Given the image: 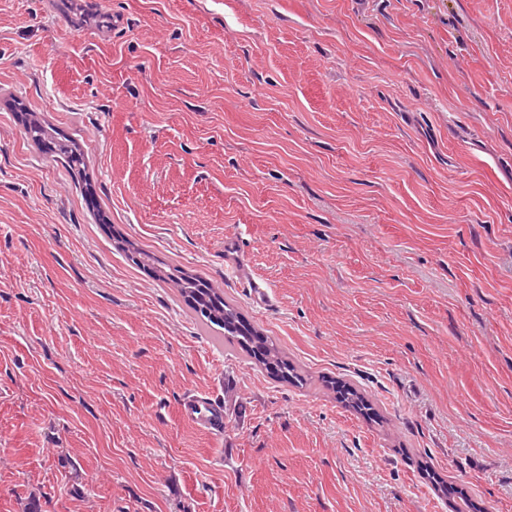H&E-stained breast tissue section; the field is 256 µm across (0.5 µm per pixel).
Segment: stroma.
Returning <instances> with one entry per match:
<instances>
[{"mask_svg":"<svg viewBox=\"0 0 512 512\" xmlns=\"http://www.w3.org/2000/svg\"><path fill=\"white\" fill-rule=\"evenodd\" d=\"M434 475L512 512V0H0V512H451ZM23 125L26 134L36 145H45L46 140L52 143V146H47L49 150L63 155L67 159L70 169L80 170L81 166H83V156L74 143L67 140L56 141L37 119L25 117ZM121 243L118 248L133 264L143 269L149 267L159 282L176 288L186 306L201 324L216 333L218 340L236 345L261 368L277 374L282 381L303 385L305 378L293 363L268 336H263L247 322L234 305L224 301L220 288H215L199 274L159 262L151 252L130 240L121 238ZM181 412L204 430L211 432L224 430V414H222L221 408L209 402L206 397L195 396L190 400L183 401Z\"/></svg>","mask_w":512,"mask_h":512,"instance_id":"stroma-1","label":"stroma"}]
</instances>
